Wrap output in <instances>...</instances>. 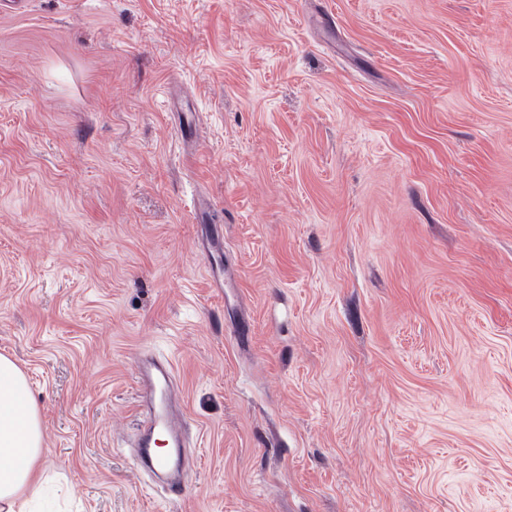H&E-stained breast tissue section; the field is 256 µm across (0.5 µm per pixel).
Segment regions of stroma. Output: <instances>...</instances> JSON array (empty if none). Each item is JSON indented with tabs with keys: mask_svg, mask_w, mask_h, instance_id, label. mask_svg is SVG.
<instances>
[{
	"mask_svg": "<svg viewBox=\"0 0 512 512\" xmlns=\"http://www.w3.org/2000/svg\"><path fill=\"white\" fill-rule=\"evenodd\" d=\"M0 354L44 512H512V0L0 5ZM136 375L144 407L136 439V468L153 474L167 473L187 446L189 434V424L177 408L173 394L174 365L165 357H144L137 363ZM158 433L168 438V455H160L153 448Z\"/></svg>",
	"mask_w": 512,
	"mask_h": 512,
	"instance_id": "stroma-1",
	"label": "stroma"
}]
</instances>
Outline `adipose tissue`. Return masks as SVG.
I'll list each match as a JSON object with an SVG mask.
<instances>
[{
    "label": "adipose tissue",
    "mask_w": 512,
    "mask_h": 512,
    "mask_svg": "<svg viewBox=\"0 0 512 512\" xmlns=\"http://www.w3.org/2000/svg\"><path fill=\"white\" fill-rule=\"evenodd\" d=\"M44 427L25 373L0 355V512H34L43 494Z\"/></svg>",
    "instance_id": "obj_1"
}]
</instances>
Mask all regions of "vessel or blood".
<instances>
[{"mask_svg": "<svg viewBox=\"0 0 512 512\" xmlns=\"http://www.w3.org/2000/svg\"><path fill=\"white\" fill-rule=\"evenodd\" d=\"M143 406L136 439L137 470L169 473L188 444L189 424L174 396V365L164 357H145L136 366Z\"/></svg>", "mask_w": 512, "mask_h": 512, "instance_id": "1", "label": "vessel or blood"}]
</instances>
